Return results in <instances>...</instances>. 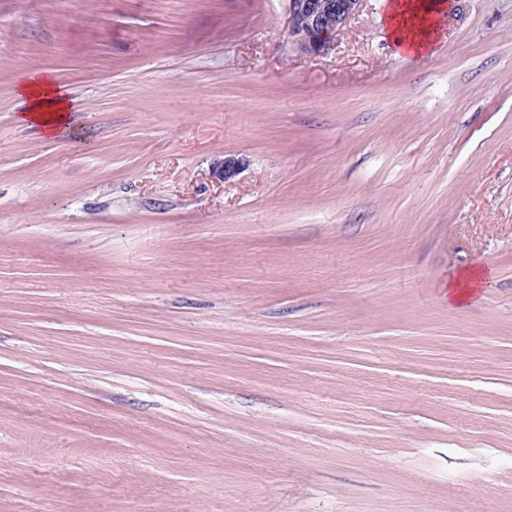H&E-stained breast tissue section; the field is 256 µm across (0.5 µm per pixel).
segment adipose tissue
I'll use <instances>...</instances> for the list:
<instances>
[{
    "label": "adipose tissue",
    "mask_w": 512,
    "mask_h": 512,
    "mask_svg": "<svg viewBox=\"0 0 512 512\" xmlns=\"http://www.w3.org/2000/svg\"><path fill=\"white\" fill-rule=\"evenodd\" d=\"M440 11L436 0H389L386 23L394 45L416 53L427 50L438 31ZM18 93L27 102L22 122L37 127L48 139L86 141L73 118V100L50 73L31 75L20 83Z\"/></svg>",
    "instance_id": "adipose-tissue-1"
}]
</instances>
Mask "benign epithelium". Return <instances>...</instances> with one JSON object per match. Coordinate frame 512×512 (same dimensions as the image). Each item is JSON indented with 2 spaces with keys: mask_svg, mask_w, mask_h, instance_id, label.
<instances>
[{
  "mask_svg": "<svg viewBox=\"0 0 512 512\" xmlns=\"http://www.w3.org/2000/svg\"><path fill=\"white\" fill-rule=\"evenodd\" d=\"M288 47L302 55H321L363 10L367 0H285Z\"/></svg>",
  "mask_w": 512,
  "mask_h": 512,
  "instance_id": "benign-epithelium-1",
  "label": "benign epithelium"
}]
</instances>
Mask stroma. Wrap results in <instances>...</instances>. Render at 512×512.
Segmentation results:
<instances>
[{"instance_id": "stroma-1", "label": "stroma", "mask_w": 512, "mask_h": 512, "mask_svg": "<svg viewBox=\"0 0 512 512\" xmlns=\"http://www.w3.org/2000/svg\"><path fill=\"white\" fill-rule=\"evenodd\" d=\"M387 2L0 0V512H512V0ZM288 47L302 55H321L363 10L368 0H284ZM433 0H390L386 23L398 49L420 54L433 43L440 23L439 4ZM18 94L27 102L21 121L36 126L45 138L70 137L76 141H87L88 135L72 116V112H76L73 100L50 73L31 75L20 83ZM482 277L483 271L481 270H470L465 274L460 273L448 286V298L456 303L469 300L475 296Z\"/></svg>"}]
</instances>
